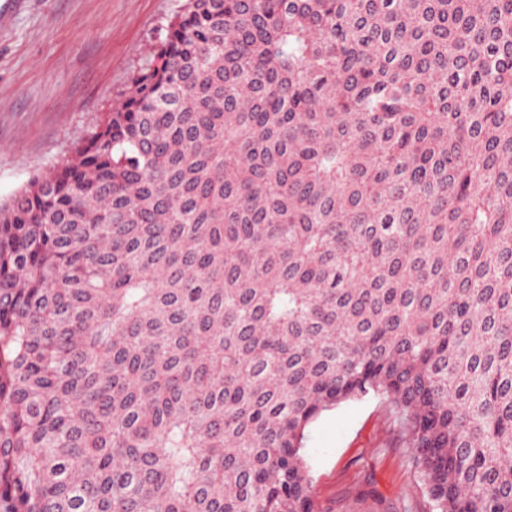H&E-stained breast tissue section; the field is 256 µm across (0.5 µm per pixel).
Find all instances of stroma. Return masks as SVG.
<instances>
[{
    "instance_id": "obj_1",
    "label": "stroma",
    "mask_w": 512,
    "mask_h": 512,
    "mask_svg": "<svg viewBox=\"0 0 512 512\" xmlns=\"http://www.w3.org/2000/svg\"><path fill=\"white\" fill-rule=\"evenodd\" d=\"M184 2L25 0L0 16V200L111 111ZM303 455L316 512L433 510L412 450L376 398L319 416Z\"/></svg>"
}]
</instances>
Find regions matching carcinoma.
I'll list each match as a JSON object with an SVG mask.
<instances>
[{"instance_id": "carcinoma-1", "label": "carcinoma", "mask_w": 512, "mask_h": 512, "mask_svg": "<svg viewBox=\"0 0 512 512\" xmlns=\"http://www.w3.org/2000/svg\"><path fill=\"white\" fill-rule=\"evenodd\" d=\"M369 395L512 512V0H185L0 202V512H314Z\"/></svg>"}]
</instances>
